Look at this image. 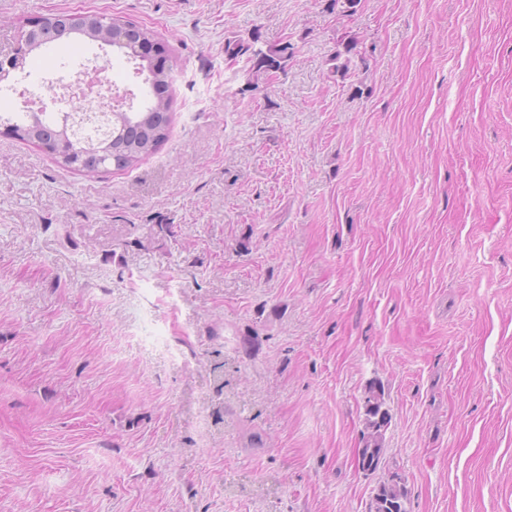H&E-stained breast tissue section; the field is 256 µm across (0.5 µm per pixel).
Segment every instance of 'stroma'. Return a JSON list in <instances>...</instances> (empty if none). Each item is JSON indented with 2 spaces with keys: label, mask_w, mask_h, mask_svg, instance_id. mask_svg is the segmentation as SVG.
Wrapping results in <instances>:
<instances>
[{
  "label": "stroma",
  "mask_w": 512,
  "mask_h": 512,
  "mask_svg": "<svg viewBox=\"0 0 512 512\" xmlns=\"http://www.w3.org/2000/svg\"><path fill=\"white\" fill-rule=\"evenodd\" d=\"M87 12L170 49L171 132L98 179L0 136V512H367L391 478L512 512V0H0V35ZM64 60L142 86L66 39L32 82ZM257 40L251 43H227L225 52L230 58L237 57L239 54L251 52L253 59H255L256 72H276L278 70H284L287 66L288 60L291 58V53H288L290 45L286 44L278 48H269L263 50L262 48H255L254 44ZM355 48L356 43L352 40L346 43L341 42L337 45L336 50L331 53L328 59L329 64H331L329 69L332 74H340L341 77H345L349 74L352 63L351 55Z\"/></svg>",
  "instance_id": "stroma-1"
}]
</instances>
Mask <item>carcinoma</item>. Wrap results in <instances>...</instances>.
I'll list each match as a JSON object with an SVG mask.
<instances>
[{"instance_id": "obj_1", "label": "carcinoma", "mask_w": 512, "mask_h": 512, "mask_svg": "<svg viewBox=\"0 0 512 512\" xmlns=\"http://www.w3.org/2000/svg\"><path fill=\"white\" fill-rule=\"evenodd\" d=\"M125 23L116 22L111 28L90 26L75 35L77 39H88L93 42L110 41L112 49L123 53L130 61L141 66L145 74L143 83L146 85L145 100L134 111L114 112L106 132L101 136V155L104 157L102 168L113 166L118 170L130 168L140 160L153 154L168 138L171 126V73L176 66L164 50L153 43L151 33L139 27L141 35L124 33ZM258 37L251 43L227 44L225 52L233 58L249 52L255 59V67L259 72H276L287 66L291 54L290 45L263 50L254 46ZM356 43L352 40L339 43V47L331 53L328 62L330 72L345 77L351 70L352 51ZM13 122L26 130L22 141L42 146L56 139L60 130V114L52 112H19ZM366 448L372 449L366 466L376 471L380 465L382 454V436L373 430L366 438ZM406 494L396 482L383 483L374 496L370 512H407L405 508Z\"/></svg>"}]
</instances>
